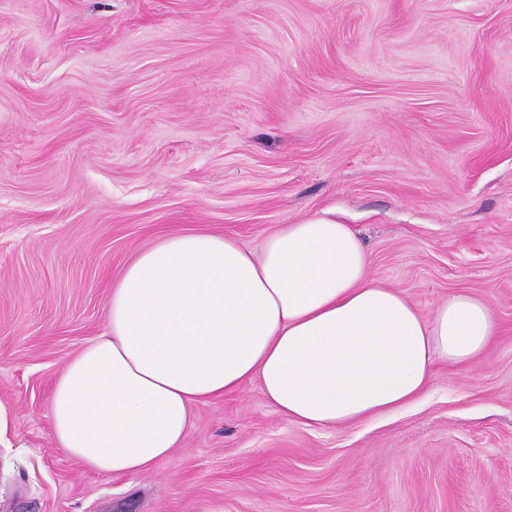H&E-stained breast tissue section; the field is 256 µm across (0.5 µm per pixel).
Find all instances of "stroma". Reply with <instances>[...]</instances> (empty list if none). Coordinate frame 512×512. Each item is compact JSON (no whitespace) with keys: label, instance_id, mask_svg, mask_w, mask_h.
I'll return each mask as SVG.
<instances>
[{"label":"stroma","instance_id":"35a3bbf8","mask_svg":"<svg viewBox=\"0 0 512 512\" xmlns=\"http://www.w3.org/2000/svg\"><path fill=\"white\" fill-rule=\"evenodd\" d=\"M327 212L423 313L491 301V348L384 418L247 385L151 472L62 452L54 383L139 250ZM0 404V512H512V0H0Z\"/></svg>","mask_w":512,"mask_h":512}]
</instances>
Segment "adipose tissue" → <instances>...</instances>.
<instances>
[{"label": "adipose tissue", "mask_w": 512, "mask_h": 512, "mask_svg": "<svg viewBox=\"0 0 512 512\" xmlns=\"http://www.w3.org/2000/svg\"><path fill=\"white\" fill-rule=\"evenodd\" d=\"M368 266L350 225L325 216L280 225L257 252L205 230L158 239L113 281L106 333L56 379L58 447L98 473H145L199 405L244 385L290 422L338 427L415 403L437 363L490 346L486 299L453 293L425 315Z\"/></svg>", "instance_id": "obj_1"}]
</instances>
